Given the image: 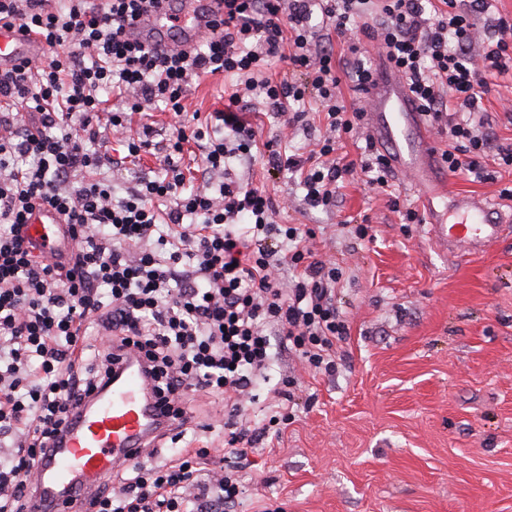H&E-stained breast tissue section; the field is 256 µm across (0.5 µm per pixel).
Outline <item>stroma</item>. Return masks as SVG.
I'll return each instance as SVG.
<instances>
[{
    "label": "stroma",
    "instance_id": "35a3bbf8",
    "mask_svg": "<svg viewBox=\"0 0 512 512\" xmlns=\"http://www.w3.org/2000/svg\"><path fill=\"white\" fill-rule=\"evenodd\" d=\"M497 144H512V82L482 101ZM265 185L285 224L315 228L339 260L338 305L350 325L336 370L286 357L295 417L253 455L258 483L239 512H512V232L479 255L445 254L403 223L361 173L335 207L299 213L292 174L234 165ZM368 220L372 239L347 231ZM200 445L224 454V401L199 396Z\"/></svg>",
    "mask_w": 512,
    "mask_h": 512
}]
</instances>
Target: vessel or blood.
Returning <instances> with one entry per match:
<instances>
[{"label": "vessel or blood", "mask_w": 512, "mask_h": 512, "mask_svg": "<svg viewBox=\"0 0 512 512\" xmlns=\"http://www.w3.org/2000/svg\"><path fill=\"white\" fill-rule=\"evenodd\" d=\"M179 10L185 17L179 37H170L167 10L162 5L141 16L130 27V37L150 47L192 48L211 33L224 5L222 0H180ZM45 55L46 47L38 37L15 27H0L1 72L13 69L24 59ZM378 66L377 80L367 93V125L376 147L385 152L391 171L408 175V186L422 204L430 242L448 253L460 249L474 255L485 252L512 226V209H501L484 196L451 190L438 145L423 115L416 110L405 80L386 59H379ZM449 200L463 211L461 223L447 222L441 205ZM65 230L62 215L38 204L24 233L38 250L54 256L70 247ZM145 393V374L142 368L132 366L81 409L64 434L62 448L34 471L45 500H57L60 492L80 482L95 486L118 464L147 452L157 417Z\"/></svg>", "instance_id": "vessel-or-blood-1"}]
</instances>
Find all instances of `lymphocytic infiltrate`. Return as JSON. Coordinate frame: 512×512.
<instances>
[{"label":"lymphocytic infiltrate","instance_id":"1","mask_svg":"<svg viewBox=\"0 0 512 512\" xmlns=\"http://www.w3.org/2000/svg\"><path fill=\"white\" fill-rule=\"evenodd\" d=\"M159 2L0 0V27L34 32L54 51L0 72V437L12 440L0 459V512H35L36 460L130 355L168 423L115 482L97 483L90 512H236L250 456L269 437L250 427L245 396L269 382L284 351L333 369L350 326L336 305L342 266L308 246L313 229L278 223L266 189L233 179L231 164L258 158L269 175H298L310 209L335 206L340 181L358 169L387 191L383 156L359 167L335 159L337 141L361 126L363 110L345 105L341 83L357 92L371 79L366 41L447 138L449 174H512V147H493L479 111L490 81L512 73V18H490L474 39L488 0H223L203 47L185 51L127 38ZM272 61L282 65L274 78ZM216 75L236 79L228 107L205 127L183 124L193 80ZM111 93L131 99L130 112L111 110ZM247 96L284 127L310 130L316 112L326 133L304 157L260 141L237 112ZM161 106L179 121L168 143L153 145L147 124L127 136L132 114ZM116 136L123 149L112 148ZM193 141L202 157L191 183L178 159ZM143 151L165 178L136 176L116 197L111 172ZM38 202L65 216L69 260L26 240ZM203 391L223 395L228 409L221 471L207 448L183 444L180 422Z\"/></svg>","mask_w":512,"mask_h":512}]
</instances>
